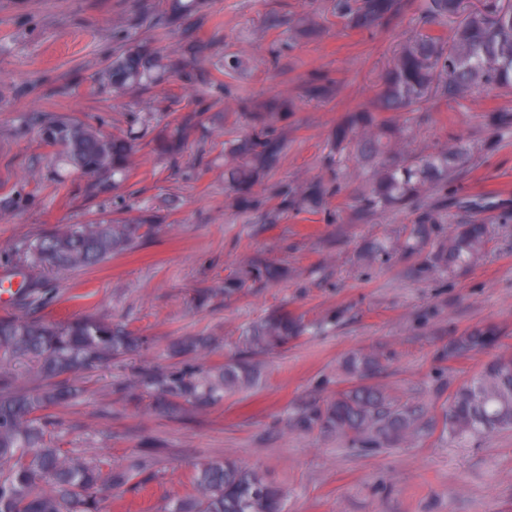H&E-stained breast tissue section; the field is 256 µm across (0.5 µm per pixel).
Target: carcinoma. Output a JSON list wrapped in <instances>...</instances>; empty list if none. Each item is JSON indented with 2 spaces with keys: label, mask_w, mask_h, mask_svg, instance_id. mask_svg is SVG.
Here are the masks:
<instances>
[{
  "label": "carcinoma",
  "mask_w": 512,
  "mask_h": 512,
  "mask_svg": "<svg viewBox=\"0 0 512 512\" xmlns=\"http://www.w3.org/2000/svg\"><path fill=\"white\" fill-rule=\"evenodd\" d=\"M204 0H170L164 27L182 25L184 17ZM392 0H335L336 14L358 27H369L388 15ZM423 18L449 27L448 37L420 35L408 41L393 57L383 80L378 106L383 112H417L433 90L450 101L466 94L491 95L512 89V6L503 0H481L465 11L463 0H421ZM466 16L450 27L461 13ZM184 63L174 57L161 62L135 41L126 43L97 73L96 80L112 87L118 96L141 88L163 73H179ZM31 123L44 143L58 149L66 165L103 184L124 177L133 152L129 135L106 134L61 112H34ZM356 139L364 157L389 155L376 169L359 197V206L373 211L393 204H413L444 185L452 173L464 168L474 147L458 141L428 155H406L408 127L377 124L370 112L349 115L336 128L333 142L341 146ZM279 144L264 127L245 141L238 152L248 160L231 170L229 187L239 205L251 206L248 193L263 168L276 161ZM327 195L319 180L305 184L299 194L286 193L283 209L316 207ZM161 218L154 212L99 224H65L37 237L19 249L27 268L84 269L98 265L112 253L126 249L156 229ZM437 223L424 211L416 221L414 236L405 248H418L428 226ZM485 224H463L428 258L431 264L470 262L484 247ZM278 275L262 259L248 262L238 275L224 282V295L244 291L249 282L271 280ZM302 331L286 312L267 317L243 332L245 350L236 360L207 370L193 366L154 370L143 368L123 387L125 397L139 401V393L157 396L159 405L188 403L205 410L224 399L227 392L251 387L259 370L253 356L282 348ZM499 333L483 328L453 341L449 352L483 351L499 344ZM142 345L125 327L84 316L66 323L32 319L27 315L0 317V512H98L103 483L128 485L145 471L151 448L125 467L103 473L107 462L78 452H64L53 445L51 410L79 398L81 387L58 377L76 374ZM209 339L187 338L175 346L179 353L204 351ZM20 357L33 361V372L49 384L23 391L13 384L11 363ZM428 408L401 404L376 385L359 383L341 390L329 400L300 410L295 424L303 430L333 433L365 450L408 442L426 426ZM442 427L460 442L502 431H512V354H499L459 385L442 410ZM194 493L168 501L163 512H286L288 489L249 469L224 459L202 463L191 476Z\"/></svg>",
  "instance_id": "obj_1"
}]
</instances>
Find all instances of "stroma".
<instances>
[{
	"label": "stroma",
	"mask_w": 512,
	"mask_h": 512,
	"mask_svg": "<svg viewBox=\"0 0 512 512\" xmlns=\"http://www.w3.org/2000/svg\"><path fill=\"white\" fill-rule=\"evenodd\" d=\"M394 14L366 29L337 18L335 0H207L177 31L161 26L163 0H0V272L21 243L61 224L124 216L152 207L162 228L88 269L31 272L41 296L35 317L85 315L127 325L144 347L87 370L85 391L56 409L53 433L66 451L123 466L140 448L155 453L139 487L104 489L100 512H161L192 491L196 464L229 456L290 490L288 512H512V431L464 446L442 431V408L489 359L449 354L456 337L487 326L512 353V91L450 103L432 95L402 116L413 155L456 140L475 147L470 164L422 207L440 211L419 250H395L414 227V207L378 211L357 198L369 169L332 134L349 112L371 108L405 40L429 32L420 0H396ZM185 72L120 98L93 73L123 45V33ZM56 110L100 127L132 131L136 152L118 189H102L45 145L31 113ZM187 124L181 151L159 139ZM280 142L242 208L228 187L230 146L254 126ZM316 179L330 192L315 209L279 210L280 194ZM489 226L479 258L451 268L426 258L458 225ZM251 258L287 269L228 297L224 281ZM275 311L306 332L263 354L259 384L225 395L204 412L161 414L129 404L121 384L141 367L172 365L187 336L216 343L204 365L240 354L243 329ZM356 352L402 403L424 402L426 435L372 452L316 430L294 428L299 410L354 384Z\"/></svg>",
	"instance_id": "obj_1"
}]
</instances>
